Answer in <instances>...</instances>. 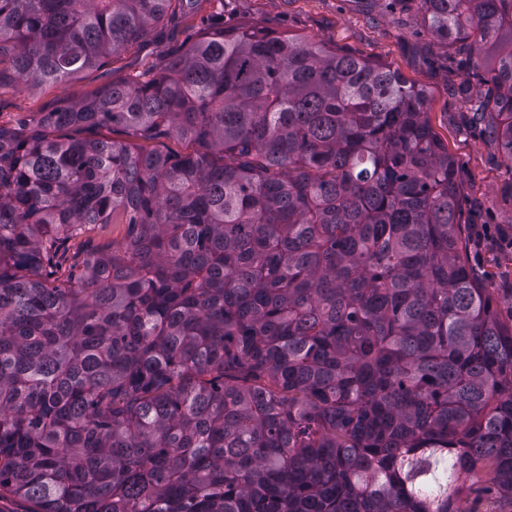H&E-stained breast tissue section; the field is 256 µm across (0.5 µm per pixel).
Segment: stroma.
<instances>
[{"label":"stroma","mask_w":512,"mask_h":512,"mask_svg":"<svg viewBox=\"0 0 512 512\" xmlns=\"http://www.w3.org/2000/svg\"><path fill=\"white\" fill-rule=\"evenodd\" d=\"M253 22L325 43L398 70L426 90L429 120L459 166L464 206L460 226L475 272L496 290L502 313L512 312V170L498 150L463 121L465 106L453 94L460 80L443 42L422 19L419 0H203L189 22L158 25L137 47L64 85L0 91V125L35 116L64 99L161 63L203 26L232 29ZM121 224H92L60 250V270L91 251L121 241Z\"/></svg>","instance_id":"1"}]
</instances>
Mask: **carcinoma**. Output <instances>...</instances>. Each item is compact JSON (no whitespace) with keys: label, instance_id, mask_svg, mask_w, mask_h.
<instances>
[{"label":"carcinoma","instance_id":"cac0c4a2","mask_svg":"<svg viewBox=\"0 0 512 512\" xmlns=\"http://www.w3.org/2000/svg\"><path fill=\"white\" fill-rule=\"evenodd\" d=\"M421 2L512 164V0ZM198 3L0 0V89L66 84ZM426 102L246 22L0 126V491L28 512H512V323ZM170 137L207 151L150 147ZM90 224L123 241L53 277Z\"/></svg>","mask_w":512,"mask_h":512}]
</instances>
